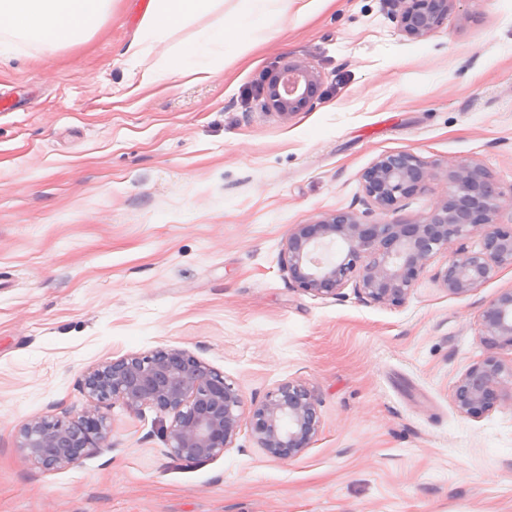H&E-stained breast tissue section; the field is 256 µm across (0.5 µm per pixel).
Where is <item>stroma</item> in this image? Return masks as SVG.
<instances>
[{"instance_id": "1", "label": "stroma", "mask_w": 512, "mask_h": 512, "mask_svg": "<svg viewBox=\"0 0 512 512\" xmlns=\"http://www.w3.org/2000/svg\"><path fill=\"white\" fill-rule=\"evenodd\" d=\"M149 0H114L85 41L0 59V512H512V406L453 403L485 357L477 325L512 289L499 268L463 296L433 275L406 302L295 288L280 251L296 225L363 211L362 172L407 151L482 163L512 190V0H454L419 40L387 0H279L260 38L216 50L208 78L163 58L237 0L139 42ZM293 57L320 72L314 105L283 116L242 93ZM445 177L390 219L426 220ZM159 347L189 351L261 402L295 381L321 425L294 458L233 448L171 456L168 417L107 406L112 447L47 471L19 448L37 413L81 408L87 368Z\"/></svg>"}]
</instances>
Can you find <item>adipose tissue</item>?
<instances>
[{
  "instance_id": "1",
  "label": "adipose tissue",
  "mask_w": 512,
  "mask_h": 512,
  "mask_svg": "<svg viewBox=\"0 0 512 512\" xmlns=\"http://www.w3.org/2000/svg\"><path fill=\"white\" fill-rule=\"evenodd\" d=\"M222 0H150L139 28L140 40L163 41L168 33L215 10ZM276 0H239L230 17L208 29L200 39L170 54L168 72H209L217 48L241 35H258ZM112 0H0V54L10 52L13 39L54 49L87 38L101 25Z\"/></svg>"
}]
</instances>
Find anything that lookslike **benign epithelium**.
<instances>
[{
	"label": "benign epithelium",
	"instance_id": "1",
	"mask_svg": "<svg viewBox=\"0 0 512 512\" xmlns=\"http://www.w3.org/2000/svg\"><path fill=\"white\" fill-rule=\"evenodd\" d=\"M455 0H390L399 33L419 39L448 16ZM322 76L296 59L280 63L263 90L265 106L281 115L306 109L319 96ZM440 164L410 152L377 157L362 175L364 211L336 210L310 224H299L280 252L282 270L294 286L320 296H336L348 284L363 299L404 304L435 254L455 241L480 233L476 249L448 254L434 280L454 295H465L488 281L497 268L512 266V225L500 221L504 193L478 162L446 168L448 195L426 221L401 224L376 220L377 213L425 189ZM490 347L512 348V290L491 299L478 323ZM86 402L72 416L35 414L22 425L18 447L47 470L78 462L91 449L112 447L102 409L119 401L131 411L151 407L171 418L165 437L169 453L187 463L213 460L233 447L247 421L259 447L278 458H292L309 447L320 427L317 403L304 386L288 382L252 408L224 375L184 349L157 348L101 363L82 379ZM504 401L512 403V364L494 356L472 366L457 381L453 403L476 416Z\"/></svg>",
	"mask_w": 512,
	"mask_h": 512
}]
</instances>
